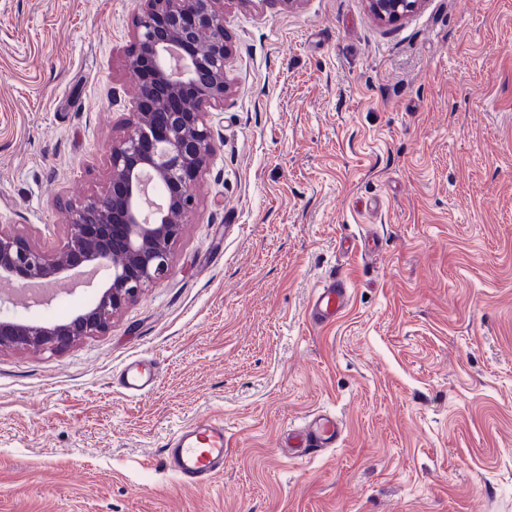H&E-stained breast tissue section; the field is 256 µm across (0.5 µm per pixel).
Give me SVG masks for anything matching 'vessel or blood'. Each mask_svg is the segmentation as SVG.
<instances>
[{
    "instance_id": "b4317fda",
    "label": "vessel or blood",
    "mask_w": 512,
    "mask_h": 512,
    "mask_svg": "<svg viewBox=\"0 0 512 512\" xmlns=\"http://www.w3.org/2000/svg\"><path fill=\"white\" fill-rule=\"evenodd\" d=\"M349 304L348 280L340 274L329 275L314 291L310 316L315 324L337 319ZM157 378L154 366L141 361L125 365L115 384L126 393L137 395L151 389ZM342 428L334 415L322 413L303 427L289 431L288 445L297 456L319 454L336 447ZM224 420L210 417L187 424L168 439L166 458L168 469L179 483L189 488H203L224 470Z\"/></svg>"
}]
</instances>
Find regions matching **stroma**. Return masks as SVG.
<instances>
[{
	"mask_svg": "<svg viewBox=\"0 0 512 512\" xmlns=\"http://www.w3.org/2000/svg\"><path fill=\"white\" fill-rule=\"evenodd\" d=\"M139 9L0 0V225L48 256L133 120ZM220 10L231 91L170 275L65 350L0 349V512H512V0ZM339 270L348 309L313 326ZM96 292L0 288L43 323ZM132 360L150 392L114 386ZM322 412L340 445L289 456ZM211 415L224 471L188 490L166 443ZM425 0H367L370 12L383 24H394L420 9Z\"/></svg>",
	"mask_w": 512,
	"mask_h": 512,
	"instance_id": "1",
	"label": "stroma"
}]
</instances>
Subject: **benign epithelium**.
<instances>
[{"mask_svg": "<svg viewBox=\"0 0 512 512\" xmlns=\"http://www.w3.org/2000/svg\"><path fill=\"white\" fill-rule=\"evenodd\" d=\"M130 65L138 77L135 121L109 152L110 181L102 194L70 204L63 257L52 259L25 238L0 226V280L34 293L65 284L85 268L105 266L107 277L94 303L69 322H20L0 297V348L68 347L82 336L105 331L112 317L141 290L167 277L172 247L194 206L192 186L213 150L205 113L183 109L187 89L204 88L206 102H224L230 85V51L224 15L216 0H142ZM383 24L420 9L424 0H367ZM153 63L140 71V58Z\"/></svg>", "mask_w": 512, "mask_h": 512, "instance_id": "7a95c632", "label": "benign epithelium"}]
</instances>
